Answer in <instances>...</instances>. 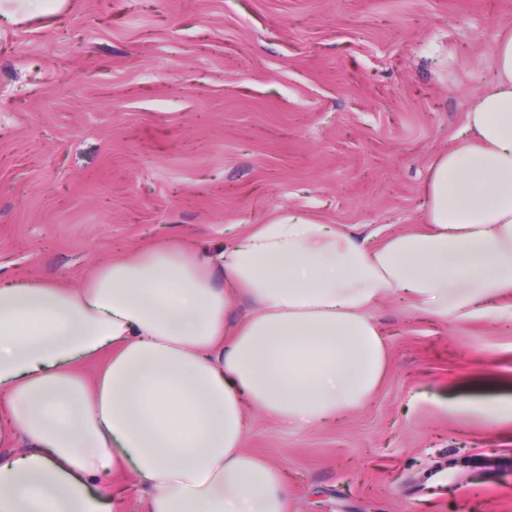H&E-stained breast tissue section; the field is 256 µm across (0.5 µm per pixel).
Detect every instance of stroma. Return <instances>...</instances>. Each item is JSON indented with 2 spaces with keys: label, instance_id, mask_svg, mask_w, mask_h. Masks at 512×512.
Segmentation results:
<instances>
[{
  "label": "stroma",
  "instance_id": "obj_1",
  "mask_svg": "<svg viewBox=\"0 0 512 512\" xmlns=\"http://www.w3.org/2000/svg\"><path fill=\"white\" fill-rule=\"evenodd\" d=\"M512 0H68L0 23V278L79 285L159 241L223 251L297 210L380 245L493 79ZM387 366L343 418L254 413L288 512H512V318L372 311Z\"/></svg>",
  "mask_w": 512,
  "mask_h": 512
}]
</instances>
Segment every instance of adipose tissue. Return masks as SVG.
Masks as SVG:
<instances>
[{
    "label": "adipose tissue",
    "instance_id": "ef3b65f1",
    "mask_svg": "<svg viewBox=\"0 0 512 512\" xmlns=\"http://www.w3.org/2000/svg\"><path fill=\"white\" fill-rule=\"evenodd\" d=\"M492 65L425 182L426 231L370 246L291 211L217 254L158 242L78 288L0 284V512H112L93 486L126 468L147 512H288L284 472L243 446L250 412L307 428L359 408L384 296L460 320L512 292V32Z\"/></svg>",
    "mask_w": 512,
    "mask_h": 512
}]
</instances>
